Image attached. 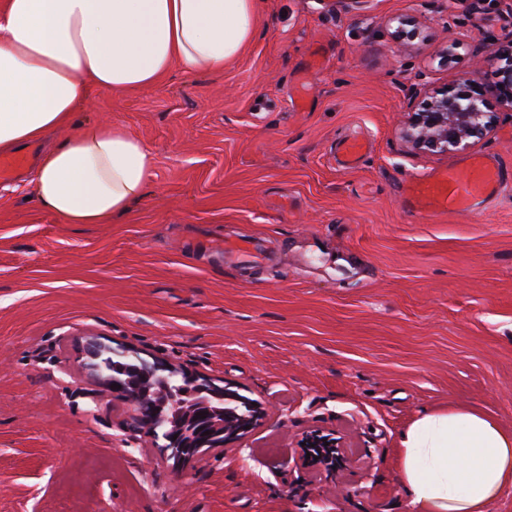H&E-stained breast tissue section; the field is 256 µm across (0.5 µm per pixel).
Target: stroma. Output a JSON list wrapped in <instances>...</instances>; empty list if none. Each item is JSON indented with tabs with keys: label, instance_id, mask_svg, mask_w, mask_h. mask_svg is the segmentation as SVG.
Here are the masks:
<instances>
[{
	"label": "stroma",
	"instance_id": "stroma-1",
	"mask_svg": "<svg viewBox=\"0 0 512 512\" xmlns=\"http://www.w3.org/2000/svg\"><path fill=\"white\" fill-rule=\"evenodd\" d=\"M223 72L120 93L112 121L156 158L146 196L64 224L22 171L0 187V512H411L396 457L420 414L467 406L512 428V187L426 219L409 174L512 166V110L485 140L418 153L416 93L497 80L512 0H264ZM361 165L341 167L347 136ZM264 241L248 272L228 236ZM131 350L257 401L260 424L177 461L127 428L100 362ZM338 440L328 475L303 464ZM325 443H328V446H325ZM311 444H314V447H311ZM304 448H307V453H310V459L304 458L303 461L319 466L327 473L336 471L343 462L341 449L332 437L320 433L311 434L306 438ZM312 450H316L318 454L313 453Z\"/></svg>",
	"mask_w": 512,
	"mask_h": 512
}]
</instances>
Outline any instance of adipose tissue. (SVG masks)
Returning <instances> with one entry per match:
<instances>
[{
  "mask_svg": "<svg viewBox=\"0 0 512 512\" xmlns=\"http://www.w3.org/2000/svg\"><path fill=\"white\" fill-rule=\"evenodd\" d=\"M262 0H0V154L69 126L90 89L149 88L172 68L220 72L257 34ZM155 175L152 151L122 126L83 125L29 180L64 224L127 213ZM399 484L413 512H489L512 489V428L466 406L415 419Z\"/></svg>",
  "mask_w": 512,
  "mask_h": 512,
  "instance_id": "ef3b65f1",
  "label": "adipose tissue"
}]
</instances>
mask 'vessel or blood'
<instances>
[{
  "label": "vessel or blood",
  "mask_w": 512,
  "mask_h": 512,
  "mask_svg": "<svg viewBox=\"0 0 512 512\" xmlns=\"http://www.w3.org/2000/svg\"><path fill=\"white\" fill-rule=\"evenodd\" d=\"M511 185L512 168L476 156L461 170L446 168L406 179L402 191L413 214L438 216L492 203Z\"/></svg>",
  "instance_id": "vessel-or-blood-1"
}]
</instances>
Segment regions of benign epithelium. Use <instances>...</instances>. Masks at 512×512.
<instances>
[{"label":"benign epithelium","instance_id":"1","mask_svg":"<svg viewBox=\"0 0 512 512\" xmlns=\"http://www.w3.org/2000/svg\"><path fill=\"white\" fill-rule=\"evenodd\" d=\"M500 84L494 93L499 102L512 108V63L500 69ZM495 113L487 102V91L475 82L469 89L455 92L443 90L424 100L420 107L410 113L403 130L405 140L419 151L448 152L471 147L484 140L493 130ZM165 367L158 363L138 360V371L142 379L160 380L165 387H174L171 400L185 409L179 412V420L166 427L162 433L163 448L180 461L194 460L203 448H222L229 440L248 432L261 417L259 407L251 406V415L238 420L225 417L224 425L214 422L210 415L197 417L203 411L193 406L195 397L209 391V381L198 376L173 370L162 376ZM112 392L131 402L134 406L128 428L134 433L157 432L161 418L148 406L146 400L116 378ZM305 448L310 453L306 463L332 473L343 462L341 449L335 440L320 433L306 438Z\"/></svg>","mask_w":512,"mask_h":512}]
</instances>
